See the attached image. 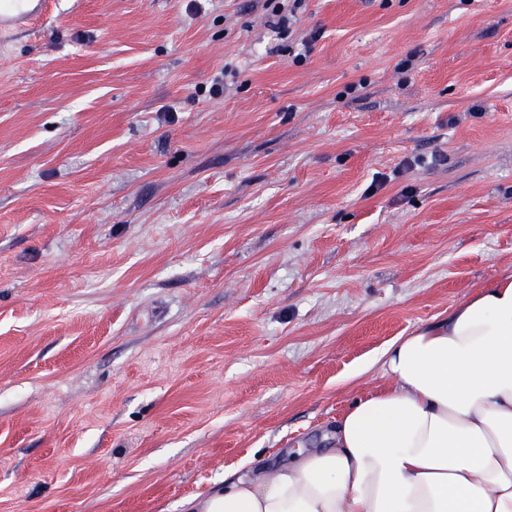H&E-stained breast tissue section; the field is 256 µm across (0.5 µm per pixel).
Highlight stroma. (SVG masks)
I'll list each match as a JSON object with an SVG mask.
<instances>
[{
	"mask_svg": "<svg viewBox=\"0 0 512 512\" xmlns=\"http://www.w3.org/2000/svg\"><path fill=\"white\" fill-rule=\"evenodd\" d=\"M267 15L46 0L0 39V512H185L512 276V0Z\"/></svg>",
	"mask_w": 512,
	"mask_h": 512,
	"instance_id": "1",
	"label": "stroma"
}]
</instances>
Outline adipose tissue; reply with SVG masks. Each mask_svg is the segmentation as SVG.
Instances as JSON below:
<instances>
[{
    "label": "adipose tissue",
    "instance_id": "1",
    "mask_svg": "<svg viewBox=\"0 0 512 512\" xmlns=\"http://www.w3.org/2000/svg\"><path fill=\"white\" fill-rule=\"evenodd\" d=\"M332 445L243 460L190 512H512V276L390 341Z\"/></svg>",
    "mask_w": 512,
    "mask_h": 512
}]
</instances>
